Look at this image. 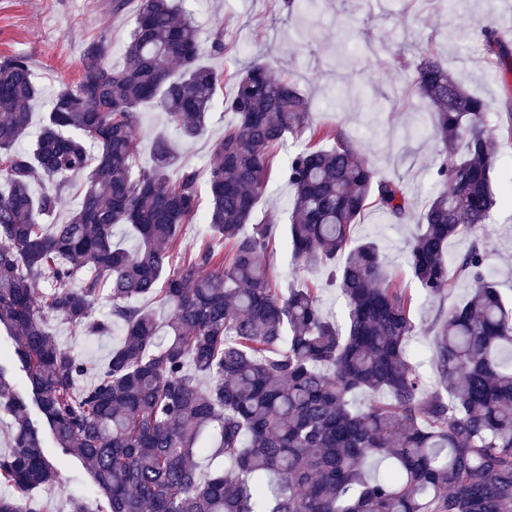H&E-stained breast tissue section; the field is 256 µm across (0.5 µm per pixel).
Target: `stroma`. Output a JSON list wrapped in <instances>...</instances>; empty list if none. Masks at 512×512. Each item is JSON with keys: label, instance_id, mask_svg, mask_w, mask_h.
Instances as JSON below:
<instances>
[{"label": "stroma", "instance_id": "obj_1", "mask_svg": "<svg viewBox=\"0 0 512 512\" xmlns=\"http://www.w3.org/2000/svg\"><path fill=\"white\" fill-rule=\"evenodd\" d=\"M137 0L113 13L112 0H0V57L25 56L43 94L32 109L31 126L39 128L56 92L76 85L87 44L105 38L108 63L119 62L137 18ZM202 43H210L224 27L228 52L209 57L224 75L242 72L253 60L266 61L274 77H288L312 99L314 124L340 126L353 144L392 180L400 182L422 211L435 187L432 172L439 145L429 135L432 116L411 88L422 50L434 46L442 63L460 76L468 90L491 104L492 112L506 109L502 81L487 64L480 38L464 35L472 21L492 18L501 36L512 44V0H466L455 9L448 0H308L287 6L285 0H184ZM232 91L224 84L222 98ZM215 103L207 132L194 140L175 139L180 165L206 171L213 145L231 121ZM299 145L287 141L280 149L260 211H275L278 229L263 256L278 287L307 280L320 287L324 314L336 324L345 322V301L338 289L327 287L321 270L299 275L292 263L288 238L292 190L284 175ZM417 231L414 220L389 223L366 210L353 237L372 238L380 246L384 267L414 299L413 318L420 329L408 344L427 385L438 381L430 361L429 328L439 311L460 303L467 294L465 280L453 278L444 299L428 301L417 289L408 266L409 244ZM487 265L503 293L512 292V203L498 208L486 224ZM50 329L62 346L85 360L104 361L115 339L73 335L70 326L50 318ZM43 444L60 466L56 484L42 489L53 512H70L81 500L86 512L99 504L85 465L63 454L52 436Z\"/></svg>", "mask_w": 512, "mask_h": 512}]
</instances>
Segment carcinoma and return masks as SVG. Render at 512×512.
Instances as JSON below:
<instances>
[{"label": "carcinoma", "mask_w": 512, "mask_h": 512, "mask_svg": "<svg viewBox=\"0 0 512 512\" xmlns=\"http://www.w3.org/2000/svg\"><path fill=\"white\" fill-rule=\"evenodd\" d=\"M474 30L492 68L511 74L494 22ZM225 49L221 27L210 45L199 40L180 0H139L121 63L106 62L104 39L91 41L30 152L17 144L42 90L25 57L0 58V325L58 447L85 463L99 512H512V306L483 240L512 113L491 117L432 52L421 55L413 88L434 112L442 189L418 216L410 265L431 300L448 294L452 269L469 285L431 326L439 386L429 390L407 354L412 299L388 279L375 240L353 242L370 206L405 221L407 194L336 127L313 126L295 82L259 60L236 75L205 213L199 172L176 169L167 140L139 164L145 107L183 139L205 133L224 82L205 58ZM289 137L308 139L287 169L293 256L303 271L330 268L344 332L317 288H279L261 261L276 220L257 206ZM80 174L78 207L46 223ZM197 220L224 250L209 238L172 262L183 225ZM118 224L135 232V248L113 243ZM462 236L468 249L447 255ZM151 296L171 309L164 340L141 303ZM102 300L109 313L97 318ZM48 314L80 336L115 329L119 341L93 366L55 341ZM0 408L14 418L0 512H52L33 491L56 482L58 464L1 369Z\"/></svg>", "instance_id": "1"}]
</instances>
